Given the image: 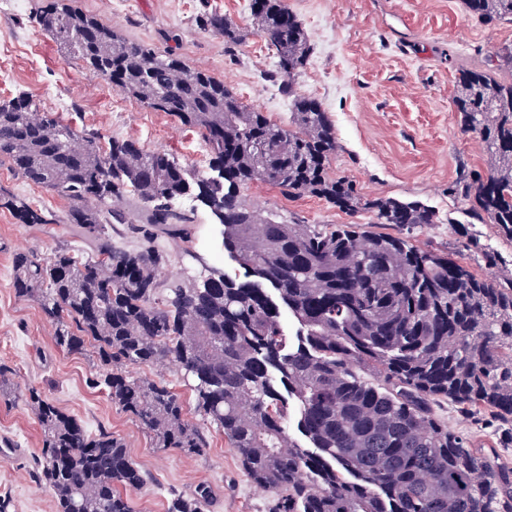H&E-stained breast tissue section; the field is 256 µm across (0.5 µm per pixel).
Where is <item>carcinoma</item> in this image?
I'll return each mask as SVG.
<instances>
[{"instance_id":"cac0c4a2","label":"carcinoma","mask_w":512,"mask_h":512,"mask_svg":"<svg viewBox=\"0 0 512 512\" xmlns=\"http://www.w3.org/2000/svg\"><path fill=\"white\" fill-rule=\"evenodd\" d=\"M487 25L512 21V0H465ZM277 60L273 76L289 94L310 46L286 0H249ZM83 68L113 90L198 130L220 181L132 140L76 131L38 111L26 96L0 101V157L13 174L68 202L64 221L95 242L87 259L63 247L12 258L17 296L35 298L55 326L54 341L80 353L90 341L103 370L95 385L152 432L159 448L201 452L206 435L184 420L179 396L132 378L126 365L168 360L193 380L198 407L224 434L252 483L273 494L270 512H512V468L448 429L437 403L503 424L512 446V269L476 271L464 254L420 248L360 224H303L248 207L241 187L262 181L311 194L373 223L400 230L439 223L436 210L396 197L366 199L333 176L336 127L321 103L295 95L291 124L247 107L224 81L177 54L125 41L112 27L52 0L36 18ZM203 26L238 46L243 35L210 13ZM496 68H463L454 106L463 131L487 153L485 170L460 173L448 194L471 218L512 245V48ZM137 196V229L148 246L118 250L109 227L127 224L108 207ZM223 226L235 264L169 288L158 297L163 256L153 229L184 224L172 203L188 194ZM20 224L57 215L0 190V209ZM490 269L499 251L466 243ZM291 322V329L284 321ZM26 401L42 431L37 477L57 512H134L117 487L146 478L112 433L90 434L33 388ZM209 491L173 496L166 512H204Z\"/></svg>"}]
</instances>
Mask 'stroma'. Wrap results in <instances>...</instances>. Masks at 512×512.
Masks as SVG:
<instances>
[{"mask_svg":"<svg viewBox=\"0 0 512 512\" xmlns=\"http://www.w3.org/2000/svg\"><path fill=\"white\" fill-rule=\"evenodd\" d=\"M46 0H21L0 10V39L21 40L39 33L38 56L18 50L8 61L12 79L0 86V100L32 99L77 129H94L108 138L136 141L144 149L169 153L199 172H207V148L201 134L173 117L132 100L112 106L116 96L102 78L85 70L55 38L39 31L33 18ZM311 45L295 78L302 93L318 99L336 126L338 149L332 174L354 180L369 199L400 197L439 210L445 221L407 231L416 246L452 252L465 240L457 227L470 225L486 245L512 255L489 225L472 222L465 204L449 197L448 185L463 169H481L486 155L478 139L463 132L453 100L456 76L465 67L487 65L498 49L512 47V22L486 25L469 14L464 0H286ZM77 10L95 16L124 39L157 53L176 51L194 69L223 80L248 106L288 125L292 99L273 79L275 54L261 37L247 5L240 0H71ZM231 18L246 36L240 47L225 48L222 35L201 29V17L213 10ZM241 195L254 210L295 217L308 224H371L369 215L349 216L325 200L291 195L255 182ZM188 222L178 232L157 231L154 245L166 255L159 278L163 286L192 281L212 269H229L220 227L210 212L187 196L174 205ZM93 253L76 224H19L0 209V367L11 391L0 395V441L11 451L0 455V512H57L53 490L35 477L41 428L24 402L25 388L37 389L89 433L109 431L120 438L147 484L127 490L135 512H166L174 494L189 495L204 486L210 492L206 512H267L271 498L251 483L222 432L197 408L193 382L178 366H127L135 378L164 384L179 394L188 422L201 427L210 446L197 454L156 447L152 434L130 414L93 387L99 374L94 350L61 351L54 326L35 299L20 298L11 286L12 256L37 251L49 256L61 247ZM449 428L493 447L501 427L492 415L460 412L449 404L436 408ZM494 448V447H493Z\"/></svg>","mask_w":512,"mask_h":512,"instance_id":"obj_1","label":"stroma"}]
</instances>
